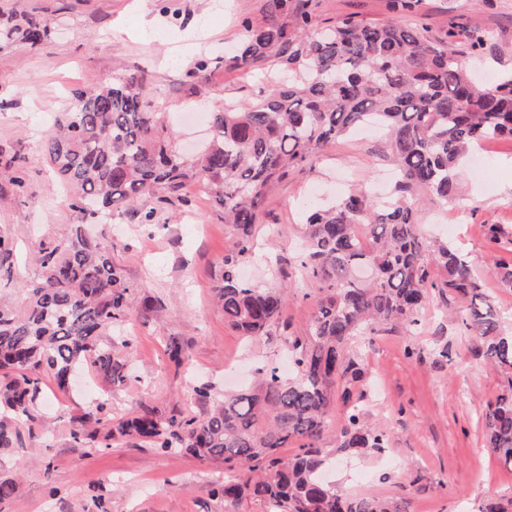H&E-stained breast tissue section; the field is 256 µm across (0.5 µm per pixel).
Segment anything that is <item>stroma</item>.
<instances>
[{
  "label": "stroma",
  "instance_id": "stroma-1",
  "mask_svg": "<svg viewBox=\"0 0 512 512\" xmlns=\"http://www.w3.org/2000/svg\"><path fill=\"white\" fill-rule=\"evenodd\" d=\"M256 6L257 0H0L1 24L12 13L29 11L47 20L50 29L40 48L18 41L0 46V167L18 172L27 185L18 194L0 181V235L15 249L13 277L0 281L1 294L21 301L43 244L67 238L75 220L42 150L51 119L66 110L71 90L142 72L180 141L196 140L202 130L184 122L185 112L248 103L269 88L257 72L240 76L217 67L199 81L187 76L199 56L223 55L237 43L240 19L254 14ZM309 8L319 27L348 16L413 20L435 35L452 27L479 83L512 72V0H420L408 15L395 14L389 0H311ZM483 28L496 30L497 41L481 56L468 55V34ZM394 182L385 137L361 127L322 147L271 187L253 252L242 267L252 281L290 284L294 296L284 317L291 332L307 334L316 309L308 296L311 285L297 270L309 210L332 207L355 190L379 201L391 195ZM446 207L456 213L450 229L437 222ZM446 207L422 208V233L446 236L459 250L483 276L506 330H512V289L486 274L496 261L512 260V143H502L482 164L467 163L458 197ZM157 217V227L149 230L127 220L97 227L112 243L136 298L162 303L157 313L136 310L124 329L134 338V353L127 359L130 381L111 397L116 419L143 405L199 412L191 397L194 384L207 382L219 392L246 387L260 368L280 363L287 350L276 332L246 341L215 306L218 263L234 234L213 202L190 185L181 200L160 205ZM488 224L502 230L493 248L484 237ZM467 306L465 297L431 293L420 325L375 333L372 345L360 346L370 377L361 406L389 442L351 461L337 454L334 432L345 409L335 405L332 431L321 446L336 463V492L348 498L397 497L407 512H476L486 495L512 498V471L487 448L482 420L504 378L476 356L477 340L459 319ZM174 338L189 354L180 367L166 353ZM443 345L449 357L438 355ZM43 386L40 416L51 432L0 450V478L22 477L20 493L1 502L0 512H266L263 502L249 497L231 502L209 496L211 485L224 479L221 461L145 444L72 447L70 430L107 388L92 368L76 376L68 393L56 392L48 377Z\"/></svg>",
  "mask_w": 512,
  "mask_h": 512
}]
</instances>
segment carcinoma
<instances>
[{
  "mask_svg": "<svg viewBox=\"0 0 512 512\" xmlns=\"http://www.w3.org/2000/svg\"><path fill=\"white\" fill-rule=\"evenodd\" d=\"M240 27L243 38L220 60L224 69L246 75L270 63L288 79L252 104L210 113V137L193 154L177 146L168 113L141 74L75 91L56 118L43 149L72 189L77 224L41 249L23 306L0 299V448L22 443L23 428L34 436L44 374L60 391L88 363L113 390L128 380L115 352L131 342H115L112 329L131 318L134 292L112 245L86 230L87 219L154 224L156 204L198 184L235 231L215 287L224 322L251 341L268 337L281 323L288 289L254 285L238 268L253 250L269 188L322 146L372 123L389 136L400 174L396 197L378 207L354 192L308 215L299 267L318 301L308 334L285 337L294 375L269 367L253 387L223 396L201 383L194 396L209 407L200 415L142 406L115 420L102 399L70 431L72 446L110 448L121 439L222 460L224 482L209 494L250 496L273 512H406L401 500L337 494L322 480L319 444L336 398L346 407L336 452L361 455L388 443L358 405L367 371L348 344L382 326H418L434 290L479 301L462 325L479 338L478 355L506 374L484 424L487 448L512 469V333L469 262L450 244L424 238L418 219L424 203L454 197L471 148L488 139L512 142V75L476 86L452 30L437 37L418 24L350 16L310 35L308 0H260L258 15L242 18ZM47 35L42 17L21 13L0 28V44L36 48ZM491 39L489 30L469 35L471 54H482ZM12 258V242L0 235L1 277L11 274ZM290 441L300 445L285 459L280 448Z\"/></svg>",
  "mask_w": 512,
  "mask_h": 512,
  "instance_id": "cac0c4a2",
  "label": "carcinoma"
}]
</instances>
